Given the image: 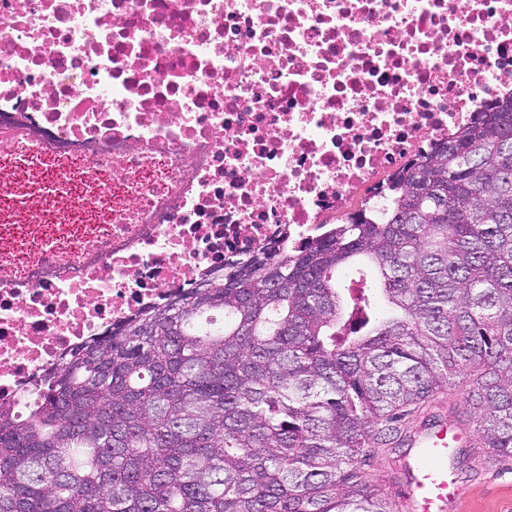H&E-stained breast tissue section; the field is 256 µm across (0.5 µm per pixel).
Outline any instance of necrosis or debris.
Listing matches in <instances>:
<instances>
[{
  "label": "necrosis or debris",
  "instance_id": "obj_1",
  "mask_svg": "<svg viewBox=\"0 0 512 512\" xmlns=\"http://www.w3.org/2000/svg\"><path fill=\"white\" fill-rule=\"evenodd\" d=\"M511 94L512 0H0V154L94 201L0 246V401Z\"/></svg>",
  "mask_w": 512,
  "mask_h": 512
}]
</instances>
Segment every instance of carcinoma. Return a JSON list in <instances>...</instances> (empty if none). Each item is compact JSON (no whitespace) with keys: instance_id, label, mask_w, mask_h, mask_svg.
<instances>
[{"instance_id":"carcinoma-1","label":"carcinoma","mask_w":512,"mask_h":512,"mask_svg":"<svg viewBox=\"0 0 512 512\" xmlns=\"http://www.w3.org/2000/svg\"><path fill=\"white\" fill-rule=\"evenodd\" d=\"M384 194L91 339L26 413L0 402V512H398L370 459L464 383L511 460L512 97Z\"/></svg>"}]
</instances>
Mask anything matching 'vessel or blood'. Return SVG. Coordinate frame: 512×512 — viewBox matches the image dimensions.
<instances>
[{"mask_svg": "<svg viewBox=\"0 0 512 512\" xmlns=\"http://www.w3.org/2000/svg\"><path fill=\"white\" fill-rule=\"evenodd\" d=\"M76 196L51 167L32 164L23 169L8 160L0 162V224L13 225L19 238L27 237L32 224L54 230ZM464 436L461 428L445 420L410 434L401 472L402 512H456L458 490L448 468Z\"/></svg>", "mask_w": 512, "mask_h": 512, "instance_id": "vessel-or-blood-1", "label": "vessel or blood"}]
</instances>
